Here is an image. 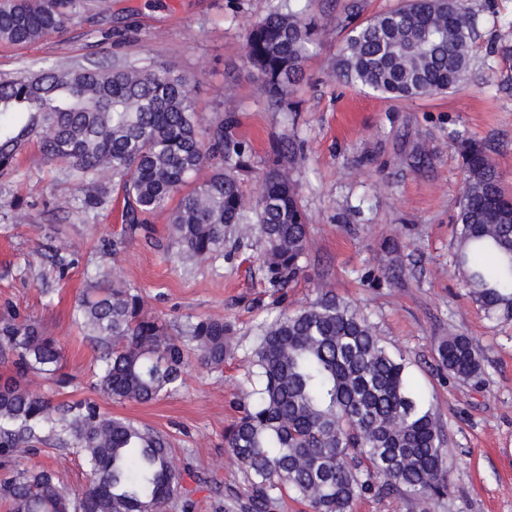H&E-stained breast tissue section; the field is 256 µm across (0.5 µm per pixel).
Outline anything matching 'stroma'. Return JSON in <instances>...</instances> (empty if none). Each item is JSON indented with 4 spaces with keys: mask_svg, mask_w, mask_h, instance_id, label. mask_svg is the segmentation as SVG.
Instances as JSON below:
<instances>
[{
    "mask_svg": "<svg viewBox=\"0 0 512 512\" xmlns=\"http://www.w3.org/2000/svg\"><path fill=\"white\" fill-rule=\"evenodd\" d=\"M280 0H109L106 15L82 13L62 34L23 47L0 45V74L69 58L82 62L103 30L115 59L159 61L196 77L203 123L233 119L253 166L243 184L259 195V172L289 144L288 174L309 218L308 267L288 290L295 310L323 293L350 303L374 325L382 344L405 359L413 384L438 417L448 448L449 491L430 512H512V315H486L468 295L457 259L455 222L464 188L457 131L486 145L503 187L512 192V68L490 59L512 44V0H470L478 13L472 74L459 89L418 100L382 97L333 76L343 34L335 19L358 5L360 19L398 0H297L308 14L332 19L290 96L295 112L273 109L248 66L247 28ZM75 183L28 145L11 175L0 178V313L38 321L63 348L74 385L66 399L96 398L109 414L168 434L181 467L196 479L167 512H235L228 492L249 482L225 450L238 416L236 395L251 369L258 327L279 313L265 286L258 240L193 266L167 239V211L147 219L151 239L119 254L106 245L122 229V203L86 214ZM51 245L77 263L66 276L47 260ZM115 270L138 288L146 309L179 325L208 315L232 324L233 347L222 370L190 365L175 393L140 404L99 398L88 382L95 351L70 316L84 272ZM469 336L482 357L480 378L462 382L438 368L442 336ZM53 469L62 486H85L80 456L45 445L26 460Z\"/></svg>",
    "mask_w": 512,
    "mask_h": 512,
    "instance_id": "35a3bbf8",
    "label": "stroma"
}]
</instances>
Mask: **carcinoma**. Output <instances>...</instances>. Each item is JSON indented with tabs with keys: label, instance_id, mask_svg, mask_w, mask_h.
<instances>
[{
	"label": "carcinoma",
	"instance_id": "obj_1",
	"mask_svg": "<svg viewBox=\"0 0 512 512\" xmlns=\"http://www.w3.org/2000/svg\"><path fill=\"white\" fill-rule=\"evenodd\" d=\"M85 0H0V43L22 46L63 32ZM327 21L273 7L246 31V59L269 102L288 95ZM347 30L335 76L394 99L446 93L469 74L475 14L464 0H404ZM195 80L161 65L139 67L103 54L87 64L59 61L0 76V177L15 170L31 142L43 160L76 183L86 214L122 197L116 255L149 238L145 216L177 204L170 238L185 264L224 252L231 233L263 244L267 287L282 292L304 271L308 218L280 159L261 177L255 203L242 176L249 149L228 119L200 125ZM457 142L465 188L457 216L465 285L487 312H512V196L484 147ZM112 179V186L106 180ZM97 350L94 386L118 402L148 403L177 390L189 357L221 370L232 354L233 328L197 316L177 328L147 314L139 290L97 268L72 309ZM437 362L456 379L477 377L480 352L452 334L438 342ZM62 347L19 315L0 319V458L14 462L0 479L6 512H166L190 471L175 462L168 438L106 413L94 399L55 401L32 390L42 375L66 388ZM256 384L224 436L244 470L249 495L240 512H272L288 491L309 512H353L370 493L406 496L419 504L448 493L447 448L439 420L412 389L403 359L381 343L373 325L328 293L261 325L253 351ZM51 443L80 455L88 485L61 487L47 468L19 460Z\"/></svg>",
	"mask_w": 512,
	"mask_h": 512
}]
</instances>
